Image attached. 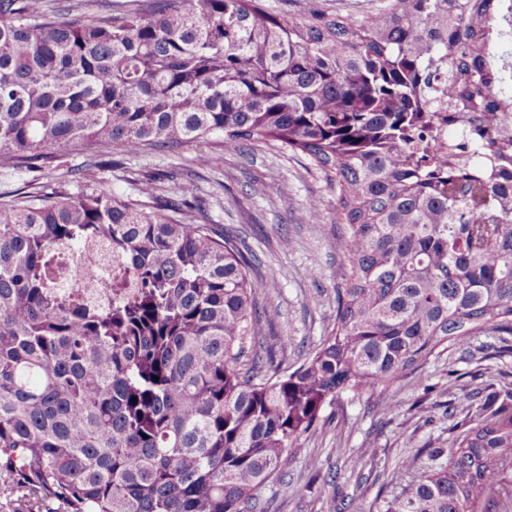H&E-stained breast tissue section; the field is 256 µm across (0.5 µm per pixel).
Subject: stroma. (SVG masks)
Segmentation results:
<instances>
[{
  "label": "stroma",
  "mask_w": 512,
  "mask_h": 512,
  "mask_svg": "<svg viewBox=\"0 0 512 512\" xmlns=\"http://www.w3.org/2000/svg\"><path fill=\"white\" fill-rule=\"evenodd\" d=\"M387 0H265L270 10L305 15L316 8L329 16H364ZM223 152L219 138L178 150L113 148L111 168L98 167L90 152L57 150L50 166L0 167V202L20 192L62 190L79 196L106 189L134 196L136 179L153 176L162 196L176 195L180 182L198 187L201 207L193 222L212 224L242 240L258 270H272L277 288L262 291L260 331L264 342L243 359L274 358L282 367L303 362L332 330L336 290L348 269L337 247L338 192L304 156L255 142L223 152L219 166L199 165L198 156ZM320 202L319 220H309L308 199ZM500 340L477 336L464 346L438 349L389 393H343L326 409L316 433L303 436L286 457L274 483L259 492L256 512H373L379 491H392L394 471L421 448L446 446L451 428L467 407L483 402L488 387H512V354ZM362 456L357 469L351 457Z\"/></svg>",
  "instance_id": "1"
}]
</instances>
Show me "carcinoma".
Here are the masks:
<instances>
[{"label":"carcinoma","mask_w":512,"mask_h":512,"mask_svg":"<svg viewBox=\"0 0 512 512\" xmlns=\"http://www.w3.org/2000/svg\"><path fill=\"white\" fill-rule=\"evenodd\" d=\"M0 0V160L66 145L273 142L335 176L348 268L330 333L291 371L241 369L259 336L244 241L102 190L0 203V472L66 512H250L345 391L386 393L449 343L512 336V102L490 62L512 0H390L362 18L264 0L63 15ZM102 245L92 300L50 274ZM158 380H153V377ZM377 512H507L512 391H493Z\"/></svg>","instance_id":"carcinoma-1"}]
</instances>
